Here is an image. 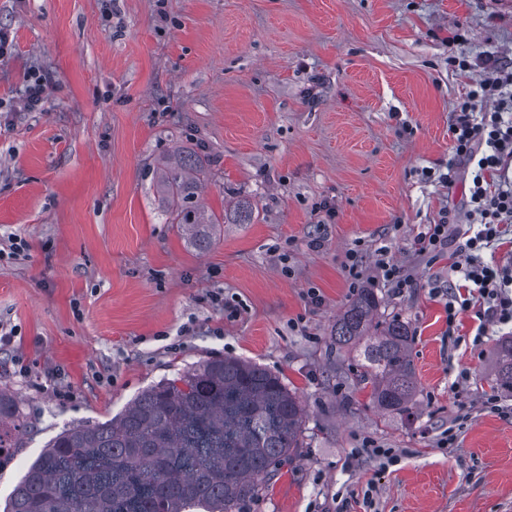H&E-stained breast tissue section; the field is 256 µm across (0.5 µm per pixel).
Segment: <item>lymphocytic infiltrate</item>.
<instances>
[{
    "mask_svg": "<svg viewBox=\"0 0 512 512\" xmlns=\"http://www.w3.org/2000/svg\"><path fill=\"white\" fill-rule=\"evenodd\" d=\"M450 129L456 158L439 180L453 185L459 166H466L471 177L468 215L478 229L459 234L444 221L427 224L416 235L414 247L434 258L451 248L459 255L453 266L458 284L433 288L434 293L448 295L447 334L452 337L460 314L475 306L483 320L512 324V269L483 259L484 250L500 245L512 224V181L494 178L512 160V69L498 58L486 57L474 89L456 104Z\"/></svg>",
    "mask_w": 512,
    "mask_h": 512,
    "instance_id": "f902f5d3",
    "label": "lymphocytic infiltrate"
}]
</instances>
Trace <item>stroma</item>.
<instances>
[{
  "label": "stroma",
  "mask_w": 512,
  "mask_h": 512,
  "mask_svg": "<svg viewBox=\"0 0 512 512\" xmlns=\"http://www.w3.org/2000/svg\"><path fill=\"white\" fill-rule=\"evenodd\" d=\"M0 30L12 42L0 57V245L29 246L0 262V328L13 333L0 383L33 425L0 462V512L63 429L224 355L280 373L306 409L303 449L250 512H512V392L487 379L512 328L471 310L449 341L432 288L456 281V257L413 246L442 217L469 226L468 179L446 188L437 176L484 57L512 62V0H0ZM454 51L471 69L449 64ZM32 69L48 81L35 112L22 104ZM178 148L211 167L200 199L224 215L204 250L169 223L156 187L158 160ZM382 245L414 289L376 280ZM352 248L379 317L414 331V417L380 414L332 342ZM367 440L400 462L381 469L359 453Z\"/></svg>",
  "instance_id": "1"
}]
</instances>
